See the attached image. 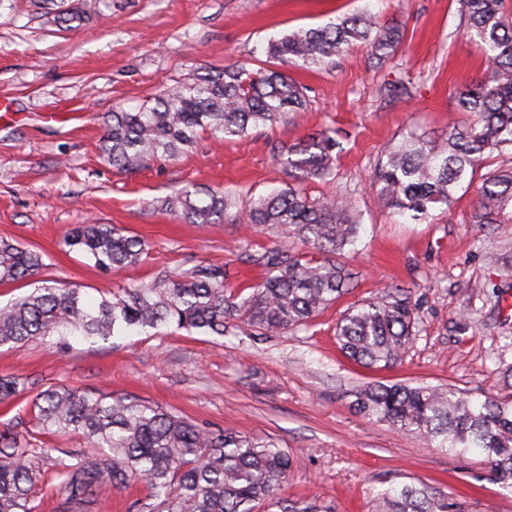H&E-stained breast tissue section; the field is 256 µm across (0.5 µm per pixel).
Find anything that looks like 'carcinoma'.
I'll return each mask as SVG.
<instances>
[{
  "label": "carcinoma",
  "mask_w": 512,
  "mask_h": 512,
  "mask_svg": "<svg viewBox=\"0 0 512 512\" xmlns=\"http://www.w3.org/2000/svg\"><path fill=\"white\" fill-rule=\"evenodd\" d=\"M461 27L487 52L484 76L459 92L457 106L475 115L468 125L448 126L439 144L412 132L374 170L382 202L414 221L430 210L450 207L465 182H473L485 155L512 150V8L507 0H457ZM98 12V0H79L58 11L60 25L81 22ZM399 31L379 25L368 12L343 16L319 28L285 34L268 43L266 54L281 64L300 62L326 68L361 44L375 67L393 58ZM304 88L285 72L244 65L199 74L190 83L165 87L153 104L107 113L100 150L119 171L160 158L175 160L191 150L200 134L215 139L243 137L250 130L299 112ZM340 141L327 131L308 135L275 154L288 175L285 187L253 200L242 222L280 238H299L309 248L287 244L247 255L262 267L263 280L234 285L227 265L197 264L181 275L124 288L85 304L77 288L46 285L0 307V348L36 338L108 340L119 331L174 326L210 336L243 323L261 333L308 326L342 296L354 273L336 254L354 243L358 224L347 198H313L304 184L336 176L333 152ZM474 223L493 224L512 202V171L490 172L477 188ZM171 212L191 224H215L234 207L212 186L186 189L165 198ZM65 245L104 272L137 265L145 242L110 224H80ZM43 254L0 241V282L34 277ZM413 305L401 288L350 308L336 324L339 348L355 362L390 366L413 336ZM30 382L0 376V403L28 390ZM363 415L415 432L442 447L475 448L488 459L497 479L512 481V395L482 400L450 388L370 385L355 394ZM33 429L0 431V512H36L34 490L41 479L39 460L48 449L33 443L39 435L83 434L89 453L57 448L52 458L57 481L56 512H94L114 489L142 484L156 500L151 512H253L269 503L279 512H330L314 498L280 500L276 493L291 467L288 451L271 437L206 429L177 412L133 395H101L70 386H50L33 400ZM374 512H457L448 494L420 483L381 493Z\"/></svg>",
  "instance_id": "cac0c4a2"
}]
</instances>
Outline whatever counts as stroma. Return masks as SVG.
<instances>
[{"label": "stroma", "mask_w": 512, "mask_h": 512, "mask_svg": "<svg viewBox=\"0 0 512 512\" xmlns=\"http://www.w3.org/2000/svg\"><path fill=\"white\" fill-rule=\"evenodd\" d=\"M366 9L403 36L383 68L361 46L327 69L292 65L307 105L283 121L227 141L204 134L177 160L130 172L103 158V118L113 107L151 103L164 85L237 61L267 66L270 39ZM56 12L43 0H0V239L43 252L39 280L75 285L96 302L198 263L259 277L240 255L274 238L239 224L237 213L286 183L277 150L331 128L346 135L338 176L307 189L354 200L359 236L343 259L359 281L298 330L256 335L244 326L208 336L163 328L65 347L34 339L0 349V376L39 390L135 395L213 430L273 437L292 459L280 497H314L332 512H372L377 493L412 481L447 492L462 512H512V488L495 480L484 456L438 447L351 406L354 392L373 384L450 387L475 398L506 392L512 205L497 223H474L477 193L462 188L451 207L410 223L379 202L372 182L377 161L409 131L438 142L449 121L469 119L456 96L486 64L460 26L457 0H109L68 30ZM399 85L408 94H396ZM193 186L223 188L235 209L220 224H188L162 207L174 190ZM90 220L143 239L147 255L100 271L64 243ZM392 286L415 306L414 336L396 365L363 367L340 351L336 324Z\"/></svg>", "instance_id": "35a3bbf8"}]
</instances>
